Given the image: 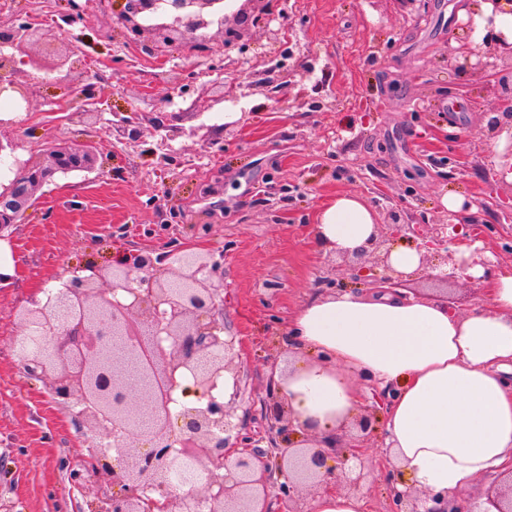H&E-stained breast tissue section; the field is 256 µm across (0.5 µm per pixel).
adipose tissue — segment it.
I'll list each match as a JSON object with an SVG mask.
<instances>
[{
  "label": "adipose tissue",
  "instance_id": "1",
  "mask_svg": "<svg viewBox=\"0 0 512 512\" xmlns=\"http://www.w3.org/2000/svg\"><path fill=\"white\" fill-rule=\"evenodd\" d=\"M377 214L355 195L325 206L313 233L323 251L354 254ZM486 301L468 314L432 298L354 293L316 296L288 333L301 354L275 389L300 424L334 440L356 413L358 380L389 389V452L411 489L454 498L489 472L512 471V271L487 277Z\"/></svg>",
  "mask_w": 512,
  "mask_h": 512
}]
</instances>
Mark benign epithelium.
<instances>
[{
	"instance_id": "benign-epithelium-1",
	"label": "benign epithelium",
	"mask_w": 512,
	"mask_h": 512,
	"mask_svg": "<svg viewBox=\"0 0 512 512\" xmlns=\"http://www.w3.org/2000/svg\"><path fill=\"white\" fill-rule=\"evenodd\" d=\"M484 0L492 5L487 17L488 33L482 42L466 41L448 46V57L459 70L494 72L503 64L512 70V43L494 32V15L504 2ZM243 5L229 23L226 0H124L119 21L137 40L153 36L149 49L184 42L199 45L210 41L209 31L224 37V56L243 50L250 27L270 28V0H242ZM39 28L22 16L11 19L0 31V96L16 98L29 108L32 83L15 79L18 66L41 69L28 54V45ZM52 70L57 81H67L78 66L66 46L54 50ZM105 89L88 84L78 111L91 112L97 96ZM487 127L495 137L505 138L503 158L512 161V104L487 113ZM22 144L0 136V153L15 158L23 180L0 186V230L21 223L36 192L61 174L93 169L95 146L91 142L49 150L43 161L20 160L16 151ZM449 224L377 225L369 247L351 256L352 278L368 281L377 289L391 292L423 277L444 284L465 274L469 264H487L483 250L474 251L471 261L455 262L446 272L429 265V253L456 243L448 235ZM412 238L421 255L420 268L405 274L388 263L390 242ZM375 255L376 267L364 258ZM222 258L172 249L158 253L129 251L112 261L104 271L93 266L74 273L65 293L54 304L37 299L18 312L26 338L16 346L15 358L24 373L43 380L53 399L73 412L76 427L83 431L111 429L117 450L112 463L86 458L84 470L70 472L76 485L85 477L95 480L97 502L91 512H184L182 505L195 496L207 512H267L266 500L276 490L290 500L307 487H322L328 477L349 479L348 463L358 454L336 457V465L325 468L329 453L318 448L292 446L297 431L294 419L283 422L275 409L265 413L271 434V449L254 450L233 461L225 460L224 449L247 441L242 427L232 422L229 401L213 395L224 374L238 378L233 367V337L224 336V298L211 287ZM108 283L110 287L103 288ZM39 329L42 337L34 336ZM136 365L132 377L127 367ZM189 377L191 386L180 378ZM193 395L200 404L184 407L181 426L174 429L170 405L176 391ZM193 463L200 480L185 494L172 487L170 473L182 461ZM433 506H426L427 502ZM397 512H465L459 503L439 495L424 499L400 496ZM485 512H512V476L509 485L495 484L486 492Z\"/></svg>"
}]
</instances>
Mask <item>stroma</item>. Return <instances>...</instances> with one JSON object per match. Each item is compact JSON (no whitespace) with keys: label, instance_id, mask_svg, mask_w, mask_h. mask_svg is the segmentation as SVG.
I'll use <instances>...</instances> for the list:
<instances>
[{"label":"stroma","instance_id":"35a3bbf8","mask_svg":"<svg viewBox=\"0 0 512 512\" xmlns=\"http://www.w3.org/2000/svg\"><path fill=\"white\" fill-rule=\"evenodd\" d=\"M123 0H103L63 34L41 29L35 56L62 44L96 60L69 82L43 69L28 112L5 136L22 141L20 159H43L54 144L92 140L94 173L71 175L40 189L8 249L22 271L0 288V512H89L92 482L73 485L89 450L112 433L78 431L44 382L27 377L12 356L23 334L17 312L32 287L57 284L65 270L108 268L114 251L187 248L223 252L212 285L224 296V324L235 340L241 397L235 414L256 448H267L264 418L274 400L271 373L286 363L284 332L307 298L342 291L371 294L341 257L314 242L322 205L339 194L363 197L387 223L448 216L441 197L463 195L470 224L496 270L512 269V183L498 180L501 151L484 115L507 99L504 84L480 71L458 72L448 58L462 18L457 0H288L278 6L270 39L251 28L253 69L220 51L221 34L205 50L184 46L149 54L116 22ZM302 58L290 80L272 61ZM110 89L102 111L60 120L54 99L87 84ZM270 85L271 94L260 91ZM254 85L243 95L244 85ZM137 113L131 142L114 115ZM172 127L173 165L151 151ZM168 217L158 225L157 211ZM386 395L362 406L373 415L368 435L347 427L338 444L362 443L358 484L344 492L367 512H395L399 469L385 448Z\"/></svg>","mask_w":512,"mask_h":512}]
</instances>
